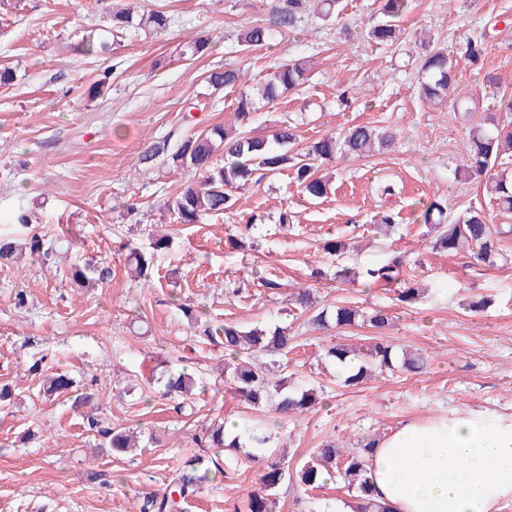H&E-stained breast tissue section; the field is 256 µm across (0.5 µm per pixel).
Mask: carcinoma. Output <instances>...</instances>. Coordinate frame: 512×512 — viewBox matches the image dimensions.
<instances>
[{"instance_id": "1", "label": "carcinoma", "mask_w": 512, "mask_h": 512, "mask_svg": "<svg viewBox=\"0 0 512 512\" xmlns=\"http://www.w3.org/2000/svg\"><path fill=\"white\" fill-rule=\"evenodd\" d=\"M408 0H383L381 13L387 20L373 26L368 36L379 44L391 45L399 39L401 31L393 20L407 9ZM338 0H283L276 6L268 23H256L244 27L237 35L239 46L253 50L269 45L274 32L292 30L302 22L304 15L313 13L324 22L333 19ZM171 16L160 10H144L135 17L127 9L109 15L108 25L83 31L76 48L91 54H102L109 50V37L132 27L150 34L166 31ZM212 38H192L183 41L177 52L179 58L197 60L211 48ZM457 60L445 48L429 51L420 67L422 81L420 94L429 100H443L450 94L455 79ZM308 63L289 60L276 63L256 91L243 90L244 75L239 68L215 71L208 76V82L216 88H240L236 99L235 120L238 127L229 130L215 125L184 140L171 153L172 163L190 173L175 197L167 201V209L176 215L181 224H202L213 215H220L234 205V193L257 183L255 174L262 170L268 176L285 170L294 173V179L301 191L312 199L328 195L332 178L321 173V167L336 158L366 156L375 148L391 145L395 136L389 131H380L370 126L356 125L348 128L343 137L325 136L313 144L295 149L297 135L294 127L286 123L280 126L272 138L253 136L249 126L253 114L262 102L271 103L306 81ZM460 123L468 130L469 154L458 166L464 178L476 180L496 200L499 209L512 212V183L504 177H494L490 171L500 165L512 163V120L500 123L491 115H479V106L470 96H457L453 101ZM224 154V164L214 161L216 152ZM168 153L166 143L148 145L139 156L142 165L152 163ZM425 223L431 225L434 236L430 246L435 251L456 252L468 249L474 257L494 266L500 253L493 225L488 222L480 209H470L458 219H448L442 204L435 200L424 212ZM30 255L45 260L53 252V245H45L43 236L31 231L25 237ZM128 264L132 266L135 278L148 281L151 276L149 263L142 249L126 244ZM22 251L12 239L0 237V264L10 265ZM403 260L375 262L366 266L341 265L335 272L340 281H355L362 278L372 284L396 288L397 300L413 304L421 296L420 289L401 285ZM109 270L94 258H86L74 264L70 281L78 287L96 288L108 276ZM289 304L303 314L315 329L323 330L332 325L352 326L357 323L376 330H384L391 317L383 309L362 311L351 306H337L333 310L318 306L317 297L310 288H300L289 298ZM206 336L224 349V355L231 363L225 369L224 384L234 390L246 404L259 409L268 407L273 412L274 422L251 423L241 421L234 424L233 431L224 432V419L211 422L204 432L193 438L200 448L212 451L204 456L193 454L180 459L176 477L169 488L162 493L143 496L139 512H182L188 501L194 498L202 487L211 480L213 467L226 448L243 453L249 460H263L260 488L248 499L245 512H276L275 491L286 477H294L304 487L320 488L327 481L338 477L355 493L360 512H387L385 506L373 500L368 482V466L376 440L364 438L359 447L343 451L333 442L316 449L312 455L300 460L294 470H289L286 459L271 451L282 418H297L312 410L319 400L312 389L288 387V378L274 380L270 366L276 365V357L288 352L294 337L288 335V328L274 329L253 327L243 329L232 323L205 329ZM270 358V365L256 362L258 356ZM326 355L341 363H348L352 373L345 376L347 386H357L371 377L372 373L391 369L395 363L407 372H415L424 366L423 357L412 352L397 355L393 346L377 341L373 343L368 357L362 359L356 350L346 344L336 343L328 347ZM201 380L185 368L165 366L153 376V384L162 396H178L187 399L195 394ZM74 380L62 373L43 379L40 391L46 399L70 392ZM106 447L115 454L127 455L138 450V437L124 430L103 431Z\"/></svg>"}]
</instances>
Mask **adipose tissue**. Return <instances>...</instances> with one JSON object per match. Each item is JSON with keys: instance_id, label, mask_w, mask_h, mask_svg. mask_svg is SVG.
<instances>
[{"instance_id": "adipose-tissue-1", "label": "adipose tissue", "mask_w": 512, "mask_h": 512, "mask_svg": "<svg viewBox=\"0 0 512 512\" xmlns=\"http://www.w3.org/2000/svg\"><path fill=\"white\" fill-rule=\"evenodd\" d=\"M369 469L388 512H499L512 500V418L472 410L403 422L377 441Z\"/></svg>"}]
</instances>
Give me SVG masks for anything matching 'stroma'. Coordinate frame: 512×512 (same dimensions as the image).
<instances>
[{"label":"stroma","mask_w":512,"mask_h":512,"mask_svg":"<svg viewBox=\"0 0 512 512\" xmlns=\"http://www.w3.org/2000/svg\"><path fill=\"white\" fill-rule=\"evenodd\" d=\"M275 2L0 0V63L18 75L15 86L0 89V234H16L25 214L56 248L49 261L25 257L0 267V387L12 391L0 405V512H131L135 498L168 486L174 461L212 420L264 419L225 386L224 350L203 336L207 323L285 326L296 336L279 363L290 385L314 389L319 402L283 423L280 440L292 461L332 440L355 447L414 418L482 409L512 417V213L499 211L478 182L455 175L467 131L448 104L418 93L427 47H444L460 60L461 92L498 111L502 93L512 91V0H410L392 46L367 36L380 19L379 0H342L336 21L308 15L269 46L241 50L239 31L269 20ZM124 8L162 10L174 22L158 35L126 34L99 56L76 51L79 30ZM207 36L216 44L204 56L178 59L186 38ZM479 37L487 52L473 65L461 47ZM297 58L312 61L308 81L258 111L257 135L287 122L304 147L361 124L394 131V145L330 164L326 198L307 199L284 171L237 194L230 210L206 223H177L164 204L188 174L169 153L193 133L234 122L237 90L213 89L207 75L240 68L257 83L274 63ZM106 70L108 90L90 97ZM157 141L168 154L138 168L140 152ZM385 185L390 194H381ZM435 200L448 217L477 207L506 228L502 260L490 267L468 252L432 251L422 213ZM384 208L398 223L383 240L371 226ZM284 209L295 216L286 228L276 221ZM255 214L266 221L247 230ZM155 232L168 234L169 246L155 255L147 287L132 280L122 245L149 244ZM332 239L345 243L343 257L327 253ZM79 256L104 259L106 283H67ZM384 256L404 258L405 279L425 291L416 304H401L387 287L334 277L338 262ZM316 268L323 279H311ZM268 279L276 288L265 287ZM302 287L315 289L326 308H382L392 321L380 335L363 325L313 330L288 303ZM477 296L487 306L474 314L468 304ZM188 308L202 311L201 321L187 318ZM379 340L422 354L424 368L344 386L324 357L327 345ZM37 360L43 373L68 371L94 389L105 426L139 425L156 442L113 456L66 397L39 398L28 372ZM163 361L204 380L191 410L152 387ZM119 384L130 395L117 397ZM220 466L184 512H241L261 467L228 451ZM276 498L277 512H354L357 505L338 481L305 490L288 479Z\"/></svg>","instance_id":"stroma-1"}]
</instances>
